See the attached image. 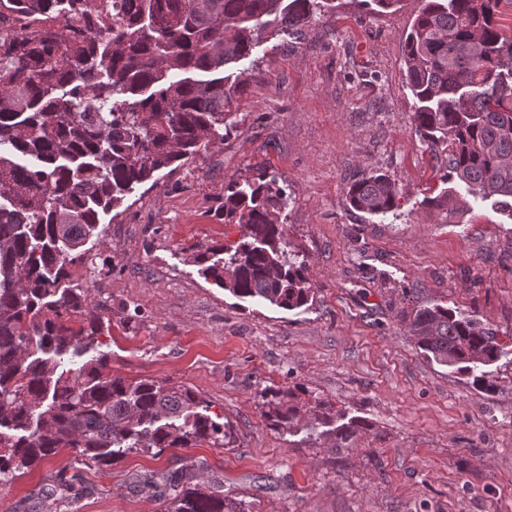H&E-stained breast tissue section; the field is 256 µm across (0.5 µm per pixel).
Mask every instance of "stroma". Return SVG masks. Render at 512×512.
<instances>
[{
	"label": "stroma",
	"instance_id": "obj_1",
	"mask_svg": "<svg viewBox=\"0 0 512 512\" xmlns=\"http://www.w3.org/2000/svg\"><path fill=\"white\" fill-rule=\"evenodd\" d=\"M421 7L335 0L301 37L260 39L234 66L245 79L238 133L103 217L111 268L77 263L69 274L92 300L112 298L101 315L113 374L192 388L236 441L77 466L87 488L78 512H162V499L132 491L134 477L189 466L252 512H512V365L493 368V390L476 388L426 358L405 322L407 296L442 300L512 347V219L471 196L447 153L414 131L402 55ZM258 168L288 186V238L307 256L312 305L240 300L190 260L239 240L241 225L214 208L225 183ZM371 169L403 188L399 210L349 208L347 185ZM444 190L464 204L459 222L424 203ZM134 306L142 317L130 323ZM296 383L367 424L357 447L268 426L260 390ZM72 457L63 451L0 486V512H31Z\"/></svg>",
	"mask_w": 512,
	"mask_h": 512
}]
</instances>
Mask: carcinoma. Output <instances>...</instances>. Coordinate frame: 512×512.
<instances>
[{"instance_id": "obj_1", "label": "carcinoma", "mask_w": 512, "mask_h": 512, "mask_svg": "<svg viewBox=\"0 0 512 512\" xmlns=\"http://www.w3.org/2000/svg\"><path fill=\"white\" fill-rule=\"evenodd\" d=\"M332 0H0L21 31L0 35V483L63 450L104 466L126 452L233 443L190 388L112 374L107 326L68 266L95 263L101 218L136 187L158 184L206 146L238 131L243 80L225 67L250 57L271 27L298 35ZM512 0H423L403 48L415 132L473 196L512 209V35L500 5ZM402 189L375 170L353 180L347 203L395 212ZM289 197L276 174L256 170L224 186L218 216L240 224L231 245L192 254L207 281L235 297L285 310L313 295L305 254L291 248ZM428 205L453 220L442 193ZM418 348L487 389L485 368L507 359L496 333L441 302L412 300ZM81 317L74 328L72 318ZM269 426L327 428L354 448L365 425L336 424L332 404L302 386L260 391ZM133 489L164 512H252L243 498L194 482L192 469L149 474ZM57 501L80 497L60 478Z\"/></svg>"}]
</instances>
